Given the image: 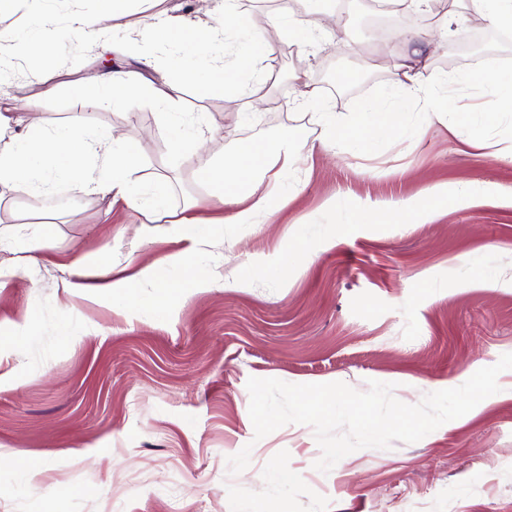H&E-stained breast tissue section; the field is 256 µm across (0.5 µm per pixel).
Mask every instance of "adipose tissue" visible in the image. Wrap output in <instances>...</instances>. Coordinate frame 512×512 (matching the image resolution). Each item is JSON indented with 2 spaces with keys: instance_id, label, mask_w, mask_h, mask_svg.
<instances>
[{
  "instance_id": "1",
  "label": "adipose tissue",
  "mask_w": 512,
  "mask_h": 512,
  "mask_svg": "<svg viewBox=\"0 0 512 512\" xmlns=\"http://www.w3.org/2000/svg\"><path fill=\"white\" fill-rule=\"evenodd\" d=\"M32 18L25 30L0 28V72L12 68L16 59L27 56L31 47L54 46L60 42L79 41L100 45L109 64L78 83L74 94L88 108H100L141 97L148 98L158 111L168 132L174 152L200 151L214 144L218 131L207 125L182 105L183 81L206 93L234 92L245 99V109L264 103L266 94L262 78L242 82L244 72L254 70L265 57L270 44L263 37H249L234 62H226L215 55V44L220 35L247 34L252 27L249 14L241 9L238 0H224L219 15L208 16L194 23L182 17L159 12L144 16L132 30L139 46L147 48H174L180 53L179 66L183 79H173L156 73L148 79L132 69L123 48L115 47L117 32L113 21L132 15L137 0H103L104 9L98 14L74 11L59 16L62 0H25ZM446 26L434 33L417 38L411 55L400 57L395 66L394 95L369 105L352 122L337 119L322 102L317 89L308 87L306 75L296 72L293 81L299 85L297 103L304 108H315L323 128L321 143L325 150L335 148L337 142L360 143L361 133L377 135L384 126L401 112L408 103L423 102L427 112L444 123L453 135H460L462 127H476L485 117L512 112V82L498 84L492 96L475 104L448 105L443 91L446 77L429 71L421 60L425 45L434 37L444 36ZM14 118L0 113V250L15 254L24 272H31L33 250H48L53 246L50 233H42L37 242L15 237L10 226L16 216L13 200L26 196L42 201L57 193L62 185L80 186L87 195L108 199L110 205L122 204L139 215L140 235L149 237L162 232L172 236L195 235L210 229L216 223L261 224L300 193V185H286L285 175L305 155V144L283 138L279 146L258 139L235 152L222 155L219 160L207 162L199 170L206 185L203 195L186 201L180 210L170 207L169 178L157 172L134 189L132 164L137 156L134 143L111 130L88 129L82 114L52 129H37L20 136L15 134ZM228 208L221 219L204 217V210ZM171 268L178 277L193 276L198 288L209 282L197 275L198 264L185 254L176 253L161 262L141 265L136 278L119 277L106 262H97L84 281L67 282V289H80L91 301L110 300L114 309L148 317L154 314L152 306L133 302L134 279L152 278L158 266Z\"/></svg>"
}]
</instances>
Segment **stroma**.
<instances>
[{
    "label": "stroma",
    "instance_id": "obj_1",
    "mask_svg": "<svg viewBox=\"0 0 512 512\" xmlns=\"http://www.w3.org/2000/svg\"><path fill=\"white\" fill-rule=\"evenodd\" d=\"M439 5L455 10L453 0H426L378 14L368 0H348L346 33L313 32L305 47L277 38L261 63L267 105L245 123L237 95L186 85L185 107L222 128L225 151L285 134L314 145L291 174L303 191L271 223L139 239L137 214L106 200L45 204L54 249L35 277L10 275L0 288V512H512V370L500 373L498 393L418 442L355 451L326 473L314 467L312 427L288 424L258 440L248 411L252 377L359 391L375 380L416 404L512 353V122L492 116L478 131L501 161L419 104L383 138L328 155L311 114L295 106L297 70L342 116L386 97L395 58L412 51L411 36ZM457 12L428 63L448 77L449 101H477L490 79L512 78V41L486 16ZM41 54L33 48L0 78V111L41 100L21 111L17 132L81 111L90 127L135 140V178L171 173L172 207L205 193L197 170L212 152L174 153L148 100L84 110L72 88L103 65L92 47L56 46L51 94L31 65ZM328 63L345 76L335 92L318 79ZM463 183L486 196L460 206L427 194ZM418 208L431 223H417ZM309 224L326 225L335 243L306 236ZM298 240L287 281L275 279L268 266ZM180 252L202 258L213 285L167 294L137 281L134 298L163 307L149 319L62 290L85 255L129 273ZM241 278L248 287H232ZM62 324L78 336L61 342ZM246 447L248 468L230 474L228 457Z\"/></svg>",
    "mask_w": 512,
    "mask_h": 512
}]
</instances>
